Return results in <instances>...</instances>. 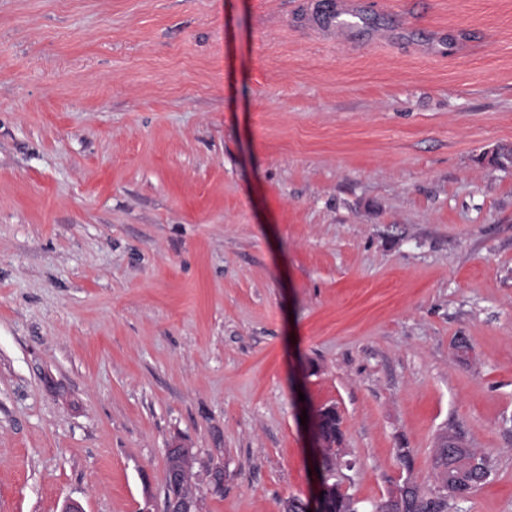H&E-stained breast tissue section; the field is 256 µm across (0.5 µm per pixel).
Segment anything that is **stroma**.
<instances>
[{"label":"stroma","instance_id":"35a3bbf8","mask_svg":"<svg viewBox=\"0 0 512 512\" xmlns=\"http://www.w3.org/2000/svg\"><path fill=\"white\" fill-rule=\"evenodd\" d=\"M510 148L512 0H0V512H512ZM334 419L326 420L321 424L325 438L329 442L324 441L323 434L318 428H315L316 435V447L320 448L321 461L323 469L326 473L321 470L319 466V472L317 475V484L314 491L305 499L301 500L302 512H328V506L326 501L327 483H328V496L330 500V511L331 512H358L356 502L350 494L341 489V483L336 480V471L339 468L338 456L340 448L332 447V444H336V431H341V419L336 411H334ZM328 448H324L327 447ZM327 476V478H326ZM320 492H323V496H320ZM323 497V500H320ZM165 455L171 482L165 496L166 512H201L200 495L191 481L192 448L174 440L165 448ZM433 468L440 481L434 490H425L406 478L404 483L410 484L412 490L403 504V512H449L456 499H468L493 473V463L487 455L462 444L438 447Z\"/></svg>","mask_w":512,"mask_h":512}]
</instances>
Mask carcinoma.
Listing matches in <instances>:
<instances>
[{"label":"carcinoma","instance_id":"1","mask_svg":"<svg viewBox=\"0 0 512 512\" xmlns=\"http://www.w3.org/2000/svg\"><path fill=\"white\" fill-rule=\"evenodd\" d=\"M321 427L330 444V447L322 448L320 452L327 476L331 512H358L352 496L343 491L341 483L336 480L339 449L334 447V443L336 432L341 430V419L336 416L323 422ZM433 468L439 484L432 490H426L411 479H406L412 490L403 504V512H449L455 500L468 499L493 473V463L487 455L455 444L442 445L436 449Z\"/></svg>","mask_w":512,"mask_h":512}]
</instances>
